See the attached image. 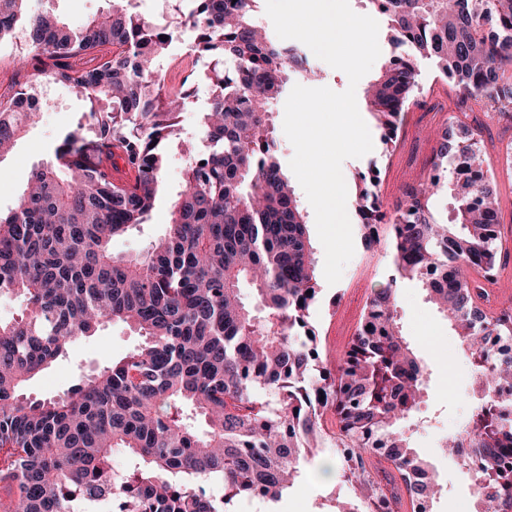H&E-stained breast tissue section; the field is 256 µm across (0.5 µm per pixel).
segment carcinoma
Instances as JSON below:
<instances>
[{"label":"carcinoma","instance_id":"cac0c4a2","mask_svg":"<svg viewBox=\"0 0 512 512\" xmlns=\"http://www.w3.org/2000/svg\"><path fill=\"white\" fill-rule=\"evenodd\" d=\"M110 2L72 27L31 0H0V41L24 33L16 72H48L89 103L54 160L35 166L15 208L0 214V291L25 302L0 321V483L9 496L0 512H81L117 482L123 512H225L236 497L280 499L325 444L358 492L353 503L336 500V512H369L379 486L366 457L381 453L410 508L431 503L441 488L420 478L431 464L404 430L421 412L426 367L397 320L400 279L417 281L452 323L477 374L479 397L453 446L475 512H512V466H498L512 456L503 394L512 388V314L486 308L479 277L501 268L495 177L479 134L448 117L435 136V176L407 187L391 213L375 165L357 174L362 244H377L374 225H392L394 274L370 296L336 368L321 367L309 324L315 259L269 118L289 74L314 72L306 46L267 34L257 0H177L176 27L139 17L132 0ZM367 2L387 18L390 44L409 48L365 91L384 144L395 142L424 62L469 95L490 91L512 106V0ZM183 30L186 54L214 62L205 149L189 156L167 233L119 256L112 240L149 220L193 97L188 80L169 88L155 70ZM37 97L26 85L0 95V159L39 118L46 100L36 106ZM114 157L132 180L114 178ZM441 191L455 212L446 224L432 207ZM111 321L142 344L63 398L23 396L72 340ZM116 448L138 467L114 474ZM213 481L223 495L210 491Z\"/></svg>","mask_w":512,"mask_h":512}]
</instances>
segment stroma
<instances>
[{
    "mask_svg": "<svg viewBox=\"0 0 512 512\" xmlns=\"http://www.w3.org/2000/svg\"><path fill=\"white\" fill-rule=\"evenodd\" d=\"M168 86H180L189 73H197L194 102L179 117L182 138L191 140L195 150H203L201 114L206 109L210 89L204 78L207 61L186 60L179 67L169 59L157 64ZM422 89L405 112L397 142L390 152H383L377 140L376 122L366 104H359L361 117L376 143L362 158L344 161L345 181L376 163L380 193L387 208H394L407 185L428 171L435 145L434 135L448 116L457 111L466 98L454 82L439 78L433 68H425L420 78ZM49 107L39 122L30 127L17 143L12 155L0 162V209L13 208L15 199L28 181L32 167L49 161L64 134L74 127L88 109L86 98L77 90L61 84L49 87ZM187 157L178 143L168 149V164L157 195L155 208L146 224L112 242L113 253L129 255L141 251L151 240L165 233L170 220L172 201L183 187ZM380 255L377 269L361 271L363 248H356L353 258L335 285L318 278V298L311 309V321L319 336L321 360L335 364L336 353L345 349L351 331L359 324L367 298L385 287L392 271L393 252L388 244L376 245ZM399 318L402 333L417 351L428 370V396L423 421L411 435L412 447L427 455L443 490L434 502V512H473L474 500L469 483L462 479L456 462L442 453L439 442L458 431L466 422L476 397V376L449 322L426 299L417 282L398 283ZM140 342L120 322L106 323L92 336L78 337L65 356L51 368L31 380L25 392L37 398H56L77 383L80 375L106 366L112 359L131 352ZM348 494L338 477L303 478L283 498L258 504V512H332L337 499Z\"/></svg>",
    "mask_w": 512,
    "mask_h": 512,
    "instance_id": "1",
    "label": "stroma"
}]
</instances>
